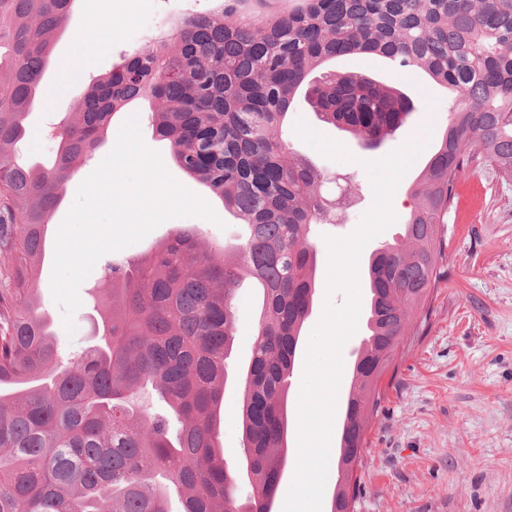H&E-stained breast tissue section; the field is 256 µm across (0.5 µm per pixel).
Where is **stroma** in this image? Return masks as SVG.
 Returning a JSON list of instances; mask_svg holds the SVG:
<instances>
[{
    "instance_id": "obj_1",
    "label": "stroma",
    "mask_w": 512,
    "mask_h": 512,
    "mask_svg": "<svg viewBox=\"0 0 512 512\" xmlns=\"http://www.w3.org/2000/svg\"><path fill=\"white\" fill-rule=\"evenodd\" d=\"M225 0H112L108 16L93 20L98 0H73L68 26L54 35L56 55L63 65L78 62L73 52L77 38H90L94 54L81 64L86 74L105 75L122 60L147 49L160 36L172 33L184 17L220 11ZM338 72L363 71L376 80L400 87L421 100L423 112L398 130L379 149H361L352 135L321 125L304 95H297L284 127L292 149L308 156L319 168L338 177L328 185L346 190L350 203L336 211V221L322 225L317 241V284L313 307L304 325L311 336L326 305L343 306L344 291L327 289L329 249L327 237L344 238L358 227L373 204L370 178L363 161L379 160L412 140L422 138L426 123L441 125L448 118L449 91L433 84L423 73H393L383 58L344 57L327 62ZM75 87L61 86L54 72H47L46 103L31 116L34 126L50 127L57 113L75 109ZM155 109L147 100L132 102L128 110L140 118L145 145L160 153L168 173L206 200L219 217L211 222L198 216L175 217L153 229L140 242L105 254L78 289L111 287L105 274L107 262L150 251L177 231L197 233L202 245L234 252L246 227L203 184L187 175L173 160L168 142L153 135L147 116ZM304 120L323 136L342 144L349 160L336 161L303 142L295 133ZM124 115H116L104 142L73 174L55 211L50 233L58 228L75 203L80 184L113 149ZM435 141L423 151L398 183L391 200L396 222L373 237L361 251L358 269L366 271L370 255L401 231L408 213V192L434 153ZM464 198L448 213L443 232L448 242L429 325L420 341L407 353L395 386L382 409L369 423L363 491L356 512H512V179L479 168L460 179ZM55 249L47 247L40 264L35 300L51 317L61 342L72 350L90 345L94 313L88 305L73 314V330H66L64 310L53 299L51 274ZM260 296L244 285L237 296L239 340L229 362L224 389L220 442L224 456H241V379L251 355L254 323ZM305 350H298L289 396V462L281 479L274 512H282L293 483L298 460V404L305 371Z\"/></svg>"
}]
</instances>
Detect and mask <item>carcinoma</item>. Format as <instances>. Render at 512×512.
<instances>
[{
  "label": "carcinoma",
  "instance_id": "carcinoma-1",
  "mask_svg": "<svg viewBox=\"0 0 512 512\" xmlns=\"http://www.w3.org/2000/svg\"><path fill=\"white\" fill-rule=\"evenodd\" d=\"M228 0L114 66L59 119L46 168L20 158L43 96L52 34L72 0H0V512H268L287 463L288 394L315 293L316 225L336 178L283 136L300 90L320 121L373 149L417 111L362 73L314 72L328 58L376 54L423 70L463 97L420 179L398 239L367 267L368 330L352 368L330 512H355L344 472L361 463L367 423L407 336L427 322L448 210L475 167L512 178V0H294L286 12ZM155 100L153 134L177 165L247 226L234 262L178 232L107 265L94 296L97 342L67 360L34 305L54 211L71 173L129 102ZM480 147V153L474 147ZM246 279L263 312L244 379L240 466L220 448V408ZM249 490L241 489L239 467Z\"/></svg>",
  "mask_w": 512,
  "mask_h": 512
}]
</instances>
